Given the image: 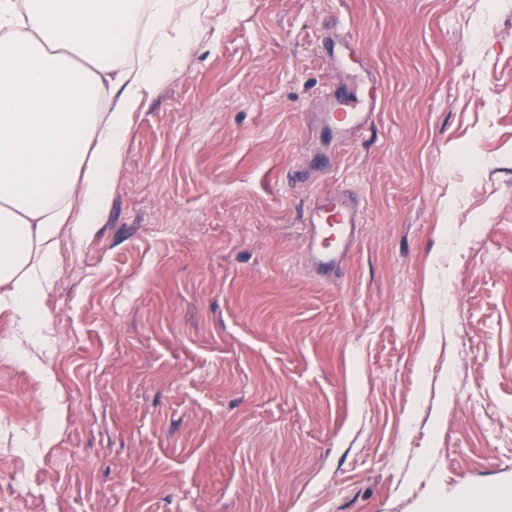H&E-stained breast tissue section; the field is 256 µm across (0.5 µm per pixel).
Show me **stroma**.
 Segmentation results:
<instances>
[{"instance_id": "35a3bbf8", "label": "stroma", "mask_w": 512, "mask_h": 512, "mask_svg": "<svg viewBox=\"0 0 512 512\" xmlns=\"http://www.w3.org/2000/svg\"><path fill=\"white\" fill-rule=\"evenodd\" d=\"M130 115L112 206L61 240L41 341L0 309V512H421L512 487V0H207ZM348 34L383 80L318 123ZM361 224L335 284L316 196ZM329 102L328 109L321 112L319 118L336 142L346 140L368 125L378 109L376 99L360 97L356 89L344 83L340 93L335 89ZM360 223V203L350 192L329 191L310 204L304 221V244L308 260L319 277L336 281V270Z\"/></svg>"}]
</instances>
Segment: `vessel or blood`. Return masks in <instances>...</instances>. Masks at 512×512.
<instances>
[{
	"mask_svg": "<svg viewBox=\"0 0 512 512\" xmlns=\"http://www.w3.org/2000/svg\"><path fill=\"white\" fill-rule=\"evenodd\" d=\"M378 102L359 96L356 89L342 85L319 118L336 141H344L368 125ZM360 203L347 191H329L317 196L305 216L304 244L315 273L332 282L336 271L358 233Z\"/></svg>",
	"mask_w": 512,
	"mask_h": 512,
	"instance_id": "obj_1",
	"label": "vessel or blood"
}]
</instances>
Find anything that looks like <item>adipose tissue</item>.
Returning <instances> with one entry per match:
<instances>
[{"mask_svg": "<svg viewBox=\"0 0 512 512\" xmlns=\"http://www.w3.org/2000/svg\"><path fill=\"white\" fill-rule=\"evenodd\" d=\"M182 0H0V303L14 335L41 333L61 237L92 239L112 205L129 116L178 67ZM152 36L128 63L133 24ZM434 512H512V492L434 499Z\"/></svg>", "mask_w": 512, "mask_h": 512, "instance_id": "obj_1", "label": "adipose tissue"}]
</instances>
